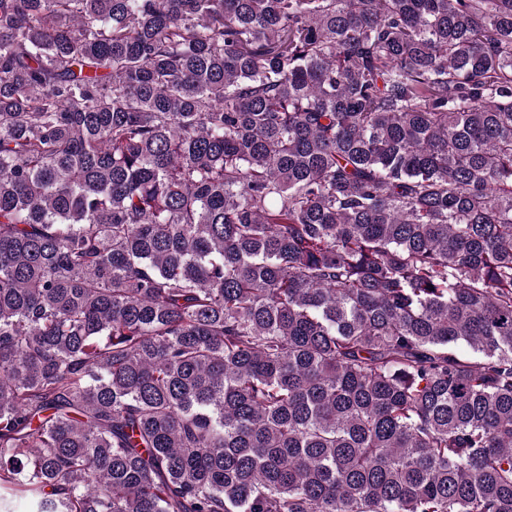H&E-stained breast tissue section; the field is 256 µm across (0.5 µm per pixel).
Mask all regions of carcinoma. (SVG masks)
Returning <instances> with one entry per match:
<instances>
[{"mask_svg": "<svg viewBox=\"0 0 512 512\" xmlns=\"http://www.w3.org/2000/svg\"><path fill=\"white\" fill-rule=\"evenodd\" d=\"M16 496L512 512V0H0Z\"/></svg>", "mask_w": 512, "mask_h": 512, "instance_id": "carcinoma-1", "label": "carcinoma"}]
</instances>
